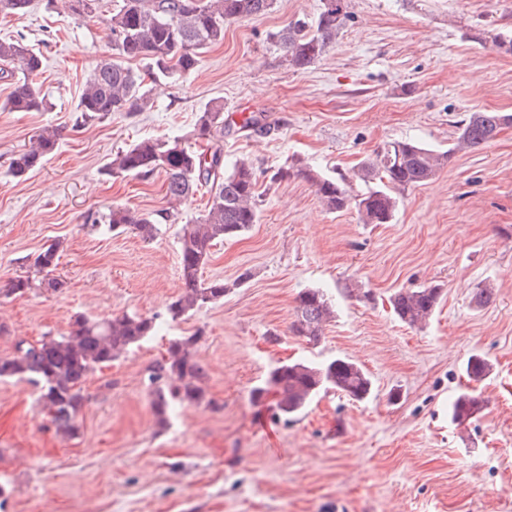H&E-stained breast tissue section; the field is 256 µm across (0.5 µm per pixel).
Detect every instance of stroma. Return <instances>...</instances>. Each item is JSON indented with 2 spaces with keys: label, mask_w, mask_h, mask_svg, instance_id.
<instances>
[{
  "label": "stroma",
  "mask_w": 512,
  "mask_h": 512,
  "mask_svg": "<svg viewBox=\"0 0 512 512\" xmlns=\"http://www.w3.org/2000/svg\"><path fill=\"white\" fill-rule=\"evenodd\" d=\"M46 2L0 16V38L20 35L42 52L35 82L48 102L0 111V356L19 339L68 335L77 313L156 314L162 327L87 379L72 437L56 433L31 384L0 380V512H512V126L409 189L389 224L325 210L303 179L269 181L294 160L350 175L388 142L444 149L471 113L512 114V54L473 40L483 29L512 34V0H350L335 45L300 72L268 35L315 18L320 2L276 0L264 16L225 25L196 71L154 84L151 110L79 130L81 89L111 58L110 31ZM214 101L229 113L225 160L255 172L260 220L212 249L203 276L223 279V300L173 321L180 231L210 194L202 187L173 206L164 174L111 177L104 167L144 138L205 148L194 125ZM244 114L262 129L242 128ZM46 127L63 132L57 150L12 178V157ZM114 207L175 218L150 240L87 225ZM56 239L64 288L7 294ZM433 285L441 299L425 326L397 318L396 291ZM306 288L335 310L316 344L289 330ZM480 288L491 291L482 306ZM198 331L205 389L221 408L178 409L159 428L147 368L171 339ZM474 353L492 367L476 383L464 372ZM336 358L368 372V398L322 392L288 423L250 399L278 363ZM467 388L482 407L459 425L448 405Z\"/></svg>",
  "instance_id": "1"
}]
</instances>
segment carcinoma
Here are the masks:
<instances>
[{
	"instance_id": "1",
	"label": "carcinoma",
	"mask_w": 512,
	"mask_h": 512,
	"mask_svg": "<svg viewBox=\"0 0 512 512\" xmlns=\"http://www.w3.org/2000/svg\"><path fill=\"white\" fill-rule=\"evenodd\" d=\"M275 0H116L105 21L112 32L115 57L98 64L86 78L78 102L77 120L89 125L115 112H142L151 107L148 84L195 71L201 55L224 40V25L263 16ZM88 18L102 15L103 0H47ZM350 18L348 0H320L315 20L288 22L269 33V40L281 52L282 63L294 72L305 71L318 63L336 44ZM130 61L142 64L135 70ZM40 52L21 38H0V81L10 92L1 107L10 112H38L45 109L44 97L33 83L42 69ZM512 115L500 112H474L459 127L456 142L438 150L409 140H397L364 163L355 173L366 186L360 194L346 178L324 177L294 161L278 168L271 176L277 183L302 178L315 188L320 203L330 212L355 210L361 224H390L395 218L400 196L411 187L432 181L454 154L490 143ZM197 135L216 140L224 136V105L209 104L196 121ZM62 131L46 127L26 149L10 162L15 178L25 176L42 164L58 147ZM106 171L112 175L147 178L163 173L167 195L180 202L202 186L210 187L207 213L184 225L179 240L182 293L167 307L171 320L224 299V280L203 278L211 249L226 237L235 236L258 223L260 212L258 182L252 166L245 160L228 165L223 148L215 144L210 153H198L186 146L183 138L144 139L112 157ZM94 224L105 223L112 230L131 229L150 240L157 232L153 214L115 207L90 217ZM62 243L58 240L34 254L29 265L33 274L19 275L7 288L9 294H24L33 288L58 291L64 282L50 276L58 265ZM441 288L428 286L400 290L390 303L400 320L422 326L433 315ZM334 316L331 303L322 291L306 288L298 293L291 332L309 342L320 341L323 327ZM157 316L119 314L90 320L77 313L73 330L67 336H43L35 342L21 340L11 356L0 357V379H16L39 388L37 403L46 412L56 432L72 436L78 429V416L87 396L84 383L89 374L112 364L145 338L157 333ZM202 331L170 340L166 355L149 367L151 409L156 423L165 425L177 407L218 403L207 397L204 371L196 360L194 347ZM490 372L489 362L480 354L469 357L465 373L479 382ZM334 390L353 400L372 392L370 376L356 363L345 359L313 364L281 363L262 384L251 390L253 403L268 406L287 420L301 414L321 391ZM479 411L473 392H460L451 404L452 420L462 423Z\"/></svg>"
}]
</instances>
